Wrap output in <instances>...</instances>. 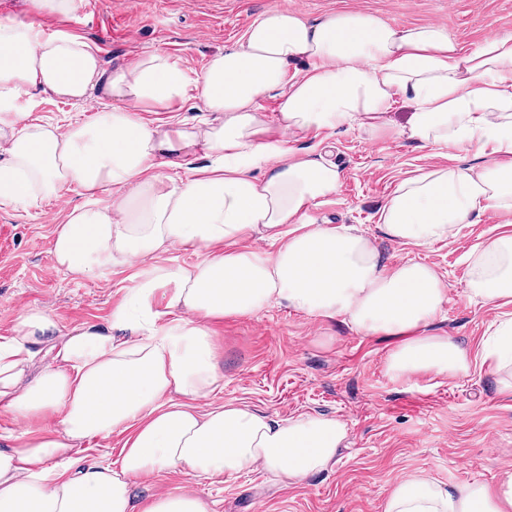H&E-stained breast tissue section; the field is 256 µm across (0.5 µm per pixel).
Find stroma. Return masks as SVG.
Returning a JSON list of instances; mask_svg holds the SVG:
<instances>
[{"mask_svg":"<svg viewBox=\"0 0 512 512\" xmlns=\"http://www.w3.org/2000/svg\"><path fill=\"white\" fill-rule=\"evenodd\" d=\"M273 7L312 23L345 10L396 28L433 23L467 50L489 34L512 35V0H85L76 19L46 25L97 47L108 70L160 49L195 74ZM36 101L33 117L44 124L89 118L83 106L48 94ZM294 146L301 154L319 147L341 174L336 192L306 209V222L360 228L375 239L387 265H432L448 284V301L432 330L468 347L474 363L454 380L426 375L407 383L385 370L388 340L361 335L340 320L321 321L274 304L252 317L216 321L224 382L202 409L232 401L276 419L325 415L343 421L348 438L332 468L295 486L272 484L259 470L236 478L170 473L141 481L137 494L193 491L212 512H383L391 486L409 474L445 484L493 481L512 468V394L500 392L498 374L479 357L498 323L512 319V303L471 296L465 258L475 246L512 234V214L489 209L446 240L399 244L378 223L398 183L433 167L477 164L473 152L395 135L372 140L356 130L301 137ZM80 201L70 189L36 207L0 209V336L9 335L30 308L50 312L66 331L105 323L123 301L133 268L85 278L54 262L56 228Z\"/></svg>","mask_w":512,"mask_h":512,"instance_id":"1","label":"stroma"}]
</instances>
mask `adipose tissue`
Instances as JSON below:
<instances>
[{"label":"adipose tissue","mask_w":512,"mask_h":512,"mask_svg":"<svg viewBox=\"0 0 512 512\" xmlns=\"http://www.w3.org/2000/svg\"><path fill=\"white\" fill-rule=\"evenodd\" d=\"M30 6L29 20H0V206L77 188L83 201L52 241L57 267L81 276L140 269L106 324L64 333L36 308L0 336V409L59 423L0 441V512H211L191 491L138 500L132 488L174 472L256 470L287 487L331 467L347 438L337 418L277 420L233 402L199 411L223 381L211 324L227 316L283 303L389 340L393 378L470 371L467 349L428 331L448 301L432 266H389L362 232L302 223L341 174L322 154L296 158L291 142L310 131L375 139L394 130L483 156L398 185L378 222L402 244L448 239L490 208L512 213L511 35L466 51L434 24L395 28L359 11L311 23L274 7L196 75L162 51L108 71L96 47L44 25L73 18L83 0ZM38 92L83 106L102 94L112 106L64 128L33 124ZM268 95L278 101L269 117ZM401 97L413 112L396 129L389 114ZM191 100L210 120L145 118ZM195 157L205 165L185 174ZM257 235L276 250L248 248ZM177 245L206 257L152 264ZM468 261L474 297L512 303V235L475 247ZM46 343L54 359L30 376L33 348ZM115 432L125 436L119 461L85 465L83 442ZM383 512H512V470L492 485L410 475L391 487Z\"/></svg>","instance_id":"obj_1"}]
</instances>
